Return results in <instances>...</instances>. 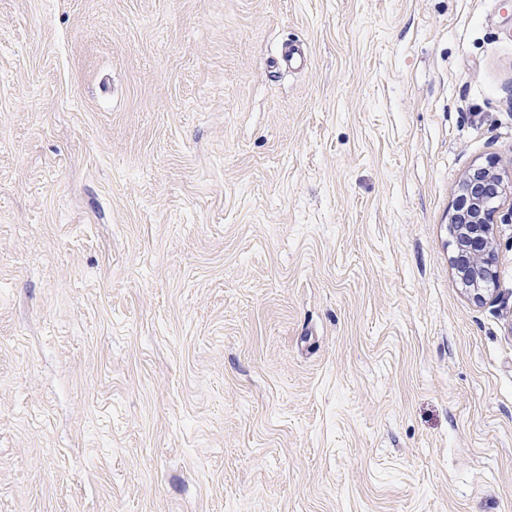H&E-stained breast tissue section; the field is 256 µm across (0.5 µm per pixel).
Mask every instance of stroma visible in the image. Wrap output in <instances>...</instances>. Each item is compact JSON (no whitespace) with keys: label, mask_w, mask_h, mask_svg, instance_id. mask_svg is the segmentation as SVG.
I'll return each instance as SVG.
<instances>
[{"label":"stroma","mask_w":512,"mask_h":512,"mask_svg":"<svg viewBox=\"0 0 512 512\" xmlns=\"http://www.w3.org/2000/svg\"><path fill=\"white\" fill-rule=\"evenodd\" d=\"M492 159L512 0H0V512H512ZM307 62L306 48L297 43H287L281 47L279 55L272 61L277 68L301 67ZM506 206L502 218L512 222V181L505 180L494 162L467 171L451 204L449 224L455 237L452 270L478 299L484 285L493 279L497 255L492 229Z\"/></svg>","instance_id":"35a3bbf8"}]
</instances>
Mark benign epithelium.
<instances>
[{"label": "benign epithelium", "mask_w": 512, "mask_h": 512, "mask_svg": "<svg viewBox=\"0 0 512 512\" xmlns=\"http://www.w3.org/2000/svg\"><path fill=\"white\" fill-rule=\"evenodd\" d=\"M503 211L512 220V181L505 180L498 164L490 162L467 171L450 208L449 224L455 237L451 266L477 299L493 279L497 255L492 229Z\"/></svg>", "instance_id": "7a95c632"}]
</instances>
